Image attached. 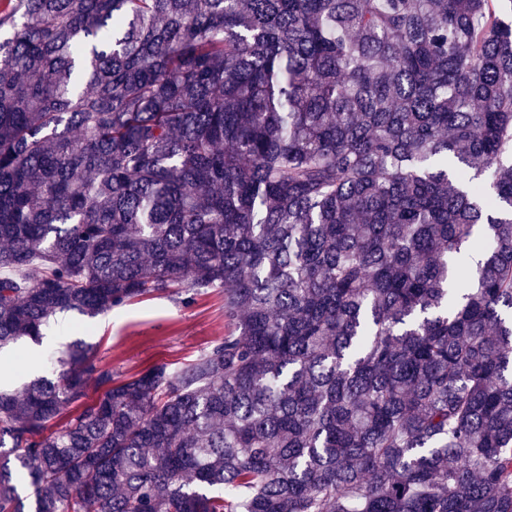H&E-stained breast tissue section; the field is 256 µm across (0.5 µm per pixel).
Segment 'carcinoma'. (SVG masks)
<instances>
[{
  "mask_svg": "<svg viewBox=\"0 0 512 512\" xmlns=\"http://www.w3.org/2000/svg\"><path fill=\"white\" fill-rule=\"evenodd\" d=\"M5 25L0 354L184 289L230 330L121 380L77 339L0 385V512H512V0Z\"/></svg>",
  "mask_w": 512,
  "mask_h": 512,
  "instance_id": "1",
  "label": "carcinoma"
}]
</instances>
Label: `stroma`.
Here are the masks:
<instances>
[{"mask_svg": "<svg viewBox=\"0 0 512 512\" xmlns=\"http://www.w3.org/2000/svg\"><path fill=\"white\" fill-rule=\"evenodd\" d=\"M226 332L223 291L152 295L86 321L72 313L58 314L50 321L43 346L21 348L23 365L7 356L0 359V368L14 374L22 368L33 376L47 374L61 343L80 338L120 379L159 364L181 367Z\"/></svg>", "mask_w": 512, "mask_h": 512, "instance_id": "stroma-1", "label": "stroma"}]
</instances>
